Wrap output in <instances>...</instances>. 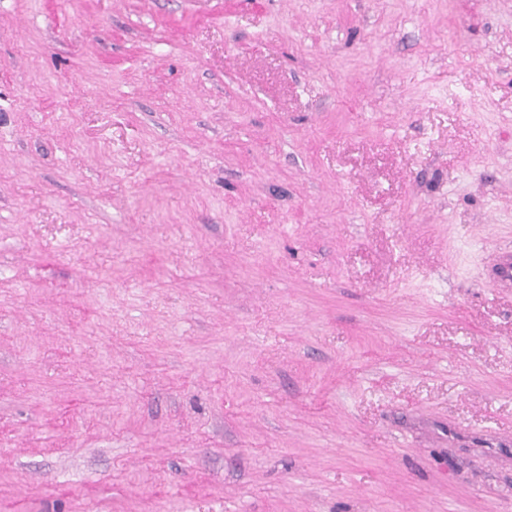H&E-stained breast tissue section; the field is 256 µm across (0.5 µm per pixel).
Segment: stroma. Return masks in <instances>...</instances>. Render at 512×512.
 I'll return each mask as SVG.
<instances>
[{
    "label": "stroma",
    "instance_id": "35a3bbf8",
    "mask_svg": "<svg viewBox=\"0 0 512 512\" xmlns=\"http://www.w3.org/2000/svg\"><path fill=\"white\" fill-rule=\"evenodd\" d=\"M512 0H0V512H512ZM491 276L497 288H512V254L510 252L500 253L496 257Z\"/></svg>",
    "mask_w": 512,
    "mask_h": 512
}]
</instances>
